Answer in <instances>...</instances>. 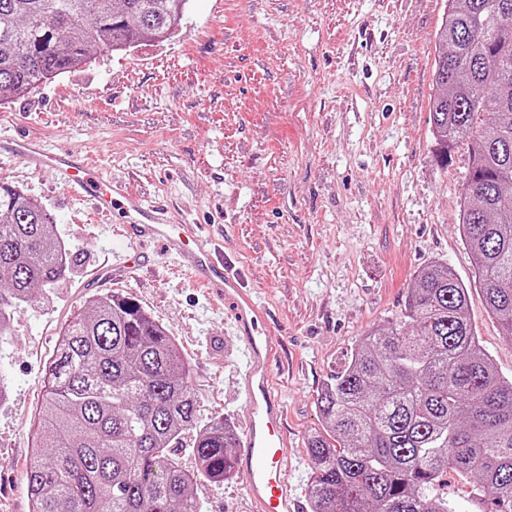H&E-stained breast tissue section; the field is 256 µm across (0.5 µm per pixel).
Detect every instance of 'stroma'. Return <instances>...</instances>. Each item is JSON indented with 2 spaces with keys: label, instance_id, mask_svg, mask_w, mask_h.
Returning a JSON list of instances; mask_svg holds the SVG:
<instances>
[{
  "label": "stroma",
  "instance_id": "35a3bbf8",
  "mask_svg": "<svg viewBox=\"0 0 512 512\" xmlns=\"http://www.w3.org/2000/svg\"><path fill=\"white\" fill-rule=\"evenodd\" d=\"M446 0H188L175 34L0 99V139L81 148L173 222L199 225L278 321L288 469L307 493L319 393L359 337L402 320L414 277L434 261L474 273L459 201L466 146L435 158L430 104ZM37 199L79 265L17 307L0 347V512H29L25 474L64 323L95 296L134 298L175 338L199 418L241 427L242 341L223 303L180 266L177 241L135 242L121 210L97 212L50 168L0 151V183ZM468 312L512 376V338L480 289ZM204 512H248L241 476L194 487Z\"/></svg>",
  "mask_w": 512,
  "mask_h": 512
}]
</instances>
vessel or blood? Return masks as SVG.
<instances>
[{"label":"vessel or blood","instance_id":"b4317fda","mask_svg":"<svg viewBox=\"0 0 512 512\" xmlns=\"http://www.w3.org/2000/svg\"><path fill=\"white\" fill-rule=\"evenodd\" d=\"M11 151L32 169L54 168L66 185L89 193L99 212L124 210L128 235L160 241L175 236L193 240V247L181 254L182 263L198 285L212 289L218 301L231 309L244 345L247 404L244 429L237 437L238 469L252 503L251 512H298L300 501L288 476L286 413L273 386L271 358L276 336L252 292L242 288L238 277L225 270L210 248L196 244L194 225L169 223L160 210L144 206L122 184L93 178L92 164L80 150L58 152L19 138L12 140Z\"/></svg>","mask_w":512,"mask_h":512}]
</instances>
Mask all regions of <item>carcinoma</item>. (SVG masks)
<instances>
[{"mask_svg": "<svg viewBox=\"0 0 512 512\" xmlns=\"http://www.w3.org/2000/svg\"><path fill=\"white\" fill-rule=\"evenodd\" d=\"M431 122L438 157L468 147L462 240L473 283L432 262L403 321L361 336L318 397L310 512H452L448 472L512 512V379L478 344L472 286L512 334V0H448ZM186 0H0V96L175 30ZM75 257L48 212L0 184V341ZM26 470L30 512H203L194 486L234 475L235 435L202 424L190 365L133 298L105 294L65 324ZM188 447L196 469L178 454Z\"/></svg>", "mask_w": 512, "mask_h": 512, "instance_id": "1", "label": "carcinoma"}]
</instances>
